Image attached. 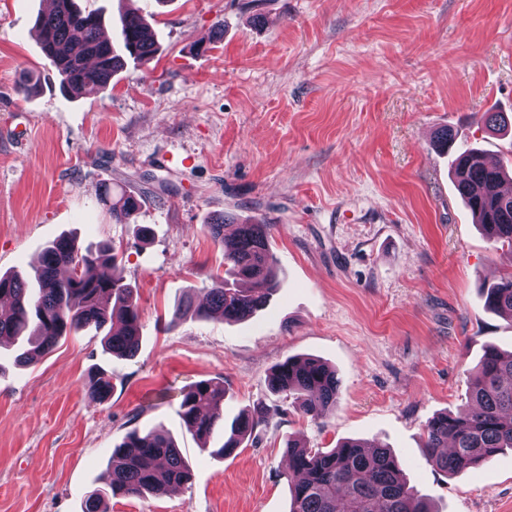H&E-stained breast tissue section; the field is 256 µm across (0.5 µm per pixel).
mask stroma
Instances as JSON below:
<instances>
[{"instance_id":"35a3bbf8","label":"stroma","mask_w":512,"mask_h":512,"mask_svg":"<svg viewBox=\"0 0 512 512\" xmlns=\"http://www.w3.org/2000/svg\"><path fill=\"white\" fill-rule=\"evenodd\" d=\"M112 37L120 8L142 11L160 50L73 98L43 56L46 0H0V272L24 271L64 235L123 254L137 299L130 360L85 330L32 367L0 344V512H83L106 488L112 450L163 427L191 466L166 495L105 496L106 512H288L285 443L389 446L435 512H512V451L449 475L423 432L469 405L485 346L512 351V319L483 290L512 251L481 233L458 195L437 131L489 160L512 142L484 113H512V0H77ZM39 89L19 92L25 75ZM141 199L112 220L107 193ZM270 226L286 279L241 322L174 320L188 293L224 272L218 215ZM152 229L148 241L137 225ZM314 356L341 381L335 408L304 415L267 374ZM112 394L93 398L89 372ZM224 382V419L275 409L241 448L217 456L179 415L195 382Z\"/></svg>"}]
</instances>
